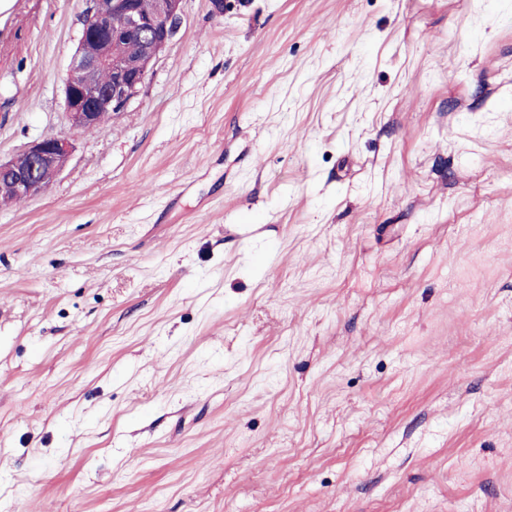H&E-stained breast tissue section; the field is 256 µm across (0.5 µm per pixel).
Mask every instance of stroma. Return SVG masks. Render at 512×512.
I'll list each match as a JSON object with an SVG mask.
<instances>
[{
    "label": "stroma",
    "mask_w": 512,
    "mask_h": 512,
    "mask_svg": "<svg viewBox=\"0 0 512 512\" xmlns=\"http://www.w3.org/2000/svg\"><path fill=\"white\" fill-rule=\"evenodd\" d=\"M183 0L71 133L87 0H19L0 512H512V0ZM73 144L48 134L31 142L18 156L0 158V195L23 203L41 193L65 167Z\"/></svg>",
    "instance_id": "stroma-1"
}]
</instances>
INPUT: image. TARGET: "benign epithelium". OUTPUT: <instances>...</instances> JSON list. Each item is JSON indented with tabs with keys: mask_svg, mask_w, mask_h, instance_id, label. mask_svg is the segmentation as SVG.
I'll return each mask as SVG.
<instances>
[{
	"mask_svg": "<svg viewBox=\"0 0 512 512\" xmlns=\"http://www.w3.org/2000/svg\"><path fill=\"white\" fill-rule=\"evenodd\" d=\"M80 42L64 89L65 117L73 132L100 126L123 112L144 84L150 65L178 35L182 0H151L142 10L131 0H88ZM118 15L121 22H113ZM134 40V55L123 43ZM73 149L48 134L18 156L0 159V195L23 203L41 193L65 167Z\"/></svg>",
	"mask_w": 512,
	"mask_h": 512,
	"instance_id": "benign-epithelium-1",
	"label": "benign epithelium"
}]
</instances>
